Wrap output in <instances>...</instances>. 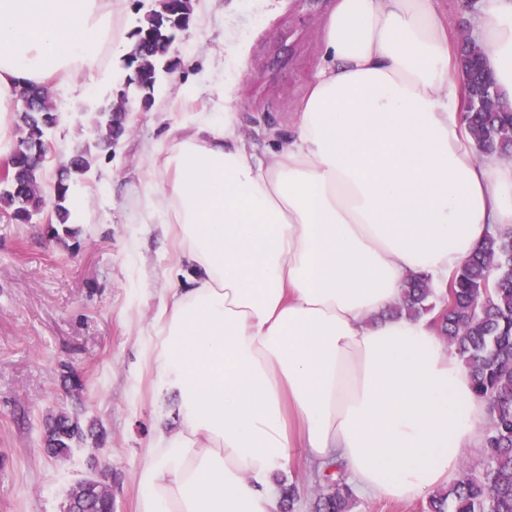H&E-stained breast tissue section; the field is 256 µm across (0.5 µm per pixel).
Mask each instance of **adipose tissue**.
Returning <instances> with one entry per match:
<instances>
[{
	"label": "adipose tissue",
	"instance_id": "adipose-tissue-1",
	"mask_svg": "<svg viewBox=\"0 0 512 512\" xmlns=\"http://www.w3.org/2000/svg\"><path fill=\"white\" fill-rule=\"evenodd\" d=\"M126 0H0V157L23 83L112 81ZM473 38L512 112V0ZM287 143L260 157L238 113L170 134L146 196L179 245L144 360L179 426L138 473V512H279L293 451L365 493L446 486L488 415L430 320L391 315L411 275L440 292L512 227V161L476 150L436 0H336Z\"/></svg>",
	"mask_w": 512,
	"mask_h": 512
}]
</instances>
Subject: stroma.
I'll list each match as a JSON object with an SVG mask.
<instances>
[{"instance_id":"stroma-1","label":"stroma","mask_w":512,"mask_h":512,"mask_svg":"<svg viewBox=\"0 0 512 512\" xmlns=\"http://www.w3.org/2000/svg\"><path fill=\"white\" fill-rule=\"evenodd\" d=\"M335 0H195L189 30L172 48L149 110L130 96V133L99 152L73 188L71 233H46L49 212L28 224L0 209V512H66L70 489L91 460L110 468L112 512H136L137 473L159 430L173 427V393L158 389L142 360L175 251L144 223L137 195L162 171L148 147L168 130L240 113L244 134L272 155L317 72L321 31ZM112 86L55 96L49 130L55 163L93 144V116L124 87L121 58ZM82 390H72L71 374ZM86 432L67 457L44 449L56 417ZM297 449L288 479L294 512H312L323 482Z\"/></svg>"}]
</instances>
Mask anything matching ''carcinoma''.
Here are the masks:
<instances>
[{"label":"carcinoma","instance_id":"obj_1","mask_svg":"<svg viewBox=\"0 0 512 512\" xmlns=\"http://www.w3.org/2000/svg\"><path fill=\"white\" fill-rule=\"evenodd\" d=\"M135 11L142 12L137 25L128 33L131 51L123 58L130 71L126 86H134L143 99H152L162 72L173 66L172 46L192 22L191 0H156L144 9L135 0ZM459 64L466 88L474 95L472 111L464 115L477 150L500 158L512 156V113L488 112L496 99L495 82L488 78L482 52L471 41L464 42ZM20 96L28 106L13 119L17 138L9 154L16 177L0 185V208L10 211L22 223L24 217L49 206L56 223L67 227L71 219L72 187L84 176L93 161L91 149L74 151L56 169L48 186L42 184L46 160L47 125H55L59 114L53 98L44 87L30 85ZM97 146L109 148L127 132L125 117L102 108L94 117ZM435 291L426 277L415 276L407 283L404 297L392 313L411 317L428 314ZM438 331L455 348L468 368L474 391L489 407L490 422L485 434L486 460L479 472L467 471L448 488L432 494L426 512H512V231L498 230L467 259L448 287V300L438 316ZM84 439L78 422L66 416L48 429L47 452L67 455ZM326 486L315 512H351L355 503L352 487L337 464L325 466ZM110 474L97 472L95 478L79 482L69 493L67 512L78 504L88 512H112V497L106 489Z\"/></svg>","mask_w":512,"mask_h":512}]
</instances>
